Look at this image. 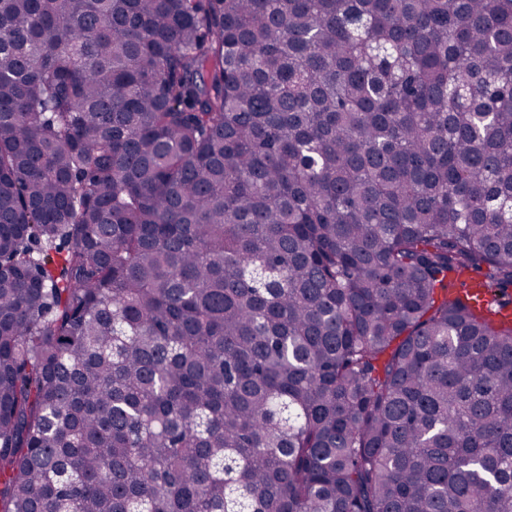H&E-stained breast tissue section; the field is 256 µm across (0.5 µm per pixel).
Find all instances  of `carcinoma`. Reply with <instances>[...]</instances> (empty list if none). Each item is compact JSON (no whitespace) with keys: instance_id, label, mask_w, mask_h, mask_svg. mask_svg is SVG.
Returning a JSON list of instances; mask_svg holds the SVG:
<instances>
[{"instance_id":"cac0c4a2","label":"carcinoma","mask_w":512,"mask_h":512,"mask_svg":"<svg viewBox=\"0 0 512 512\" xmlns=\"http://www.w3.org/2000/svg\"><path fill=\"white\" fill-rule=\"evenodd\" d=\"M0 512H512V0H0Z\"/></svg>"}]
</instances>
